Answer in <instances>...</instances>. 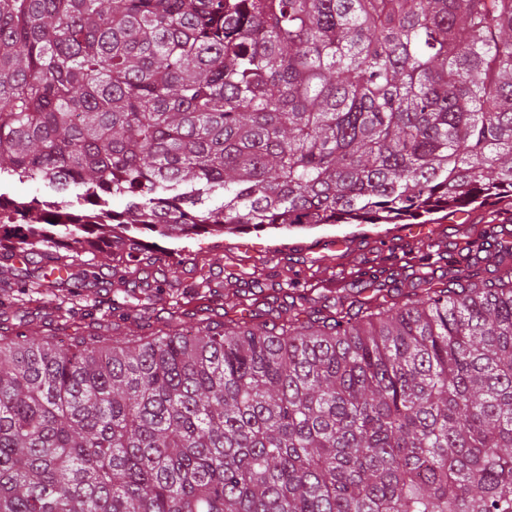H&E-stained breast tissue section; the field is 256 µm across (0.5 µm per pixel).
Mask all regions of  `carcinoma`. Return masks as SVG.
<instances>
[{
    "label": "carcinoma",
    "instance_id": "obj_1",
    "mask_svg": "<svg viewBox=\"0 0 512 512\" xmlns=\"http://www.w3.org/2000/svg\"><path fill=\"white\" fill-rule=\"evenodd\" d=\"M0 294L147 230L400 224L512 196V0H0ZM221 197L214 207L205 205ZM114 196L122 212L106 210ZM335 311L0 333V512H512V253ZM20 258L21 266L11 263ZM34 269H28V266ZM0 192L19 201H60L61 198L44 182L39 180H2Z\"/></svg>",
    "mask_w": 512,
    "mask_h": 512
}]
</instances>
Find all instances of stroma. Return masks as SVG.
<instances>
[{
    "label": "stroma",
    "instance_id": "stroma-1",
    "mask_svg": "<svg viewBox=\"0 0 512 512\" xmlns=\"http://www.w3.org/2000/svg\"><path fill=\"white\" fill-rule=\"evenodd\" d=\"M512 215V205L496 201L470 211L465 223L443 218L435 225L434 240L441 246L434 258L437 275L454 266H471L479 276L490 277L487 265L465 263L454 245L456 238L479 237L486 211ZM146 259L140 278L144 285L166 282L164 292L153 294L140 310L141 321L161 327L175 321L191 329L198 319L224 320L225 301L231 296L237 278H253L255 312L268 313L285 304L275 287L277 281L293 279L307 293L310 303L323 307L324 298L336 290L337 275L360 278L366 272L384 273L409 288L412 267L421 265L416 238L406 235L401 224H320L306 229L250 230L244 233L201 234L192 238L170 239L143 234ZM97 281L78 291L77 305L70 309L65 325H50L47 315L55 300L52 294L31 296L23 308L0 305V327L53 334L59 339L84 336L93 320L120 321L121 332L135 323L123 320V294L112 276L113 261L97 258ZM211 271L213 292L197 295L194 284L200 267Z\"/></svg>",
    "mask_w": 512,
    "mask_h": 512
}]
</instances>
